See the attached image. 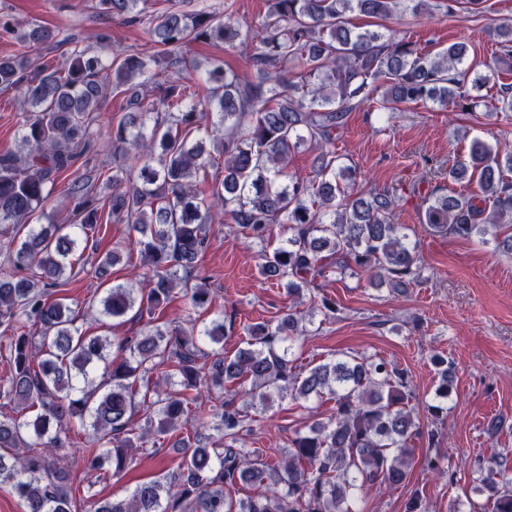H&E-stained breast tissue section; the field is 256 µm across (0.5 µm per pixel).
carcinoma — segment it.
<instances>
[{
    "mask_svg": "<svg viewBox=\"0 0 512 512\" xmlns=\"http://www.w3.org/2000/svg\"><path fill=\"white\" fill-rule=\"evenodd\" d=\"M255 29L227 15L188 9L189 0H166L146 11L147 0H97L104 18L145 15L147 47L114 49L103 39L95 50L66 49L67 66L41 61L54 30L21 25L0 16V34L18 50L0 56V93L22 96L30 115L20 128L21 149L0 152V249L29 274L0 271V326L12 374L0 396L15 411L0 415V484L8 483L23 512H76L67 484L65 448L75 427L92 438L83 465L101 474L121 472L132 449L150 453L156 437L184 449L177 470L136 485L123 500L95 502L93 512H356L367 486L394 491L405 483L414 459L413 440L423 435L414 414L409 375L372 356L331 358L296 372L292 350L316 313L336 304L291 309L277 322L246 326L244 347L206 352L202 341L224 340V322L198 327L153 324L115 342L89 336L75 325L62 299L52 298L66 272L82 260L80 243L95 234L109 209L114 224L136 233L148 287L115 284L99 300L100 314L117 320L161 306L183 285L194 310L211 304L206 283L192 282L194 264L207 245L215 208L224 207L239 231L263 242L274 224L288 236L262 255L265 279L285 282L298 295L335 273L403 292L426 270L418 243L394 223L397 189L351 197L357 173L336 153L348 112L382 90L380 107L429 103L461 105L466 47L455 43L430 55L395 39L380 21L417 14L429 0H269ZM143 8H138V5ZM355 18L368 22L357 25ZM224 46L251 56L252 81L217 59L203 91L182 78L159 83L162 63L196 69L187 47ZM300 71L301 84L288 80ZM126 97V115L111 128L114 150L124 160L96 165L102 148L97 130L100 103L110 92ZM300 148L317 151L315 177L288 173ZM224 164V179L211 188L196 177ZM512 151L473 141L469 159L448 167L451 181H477L480 193L448 191L424 199L426 224L442 236L487 242L490 229L512 226ZM70 174L68 199L78 231L61 233L41 224L57 179ZM126 246L101 256L104 277ZM123 353L109 357L112 346ZM436 396L453 390L454 364L431 358ZM225 388L212 403L207 383ZM294 401L329 397L327 420L297 431L288 452L270 463L252 448L237 446L249 409L270 401V391ZM37 409L35 416L27 414ZM143 414L145 426L134 427ZM210 420L215 437L190 444L188 426ZM474 490L486 504L470 512H512V479L488 470ZM249 485L256 494L235 498Z\"/></svg>",
    "mask_w": 512,
    "mask_h": 512,
    "instance_id": "1",
    "label": "carcinoma"
}]
</instances>
